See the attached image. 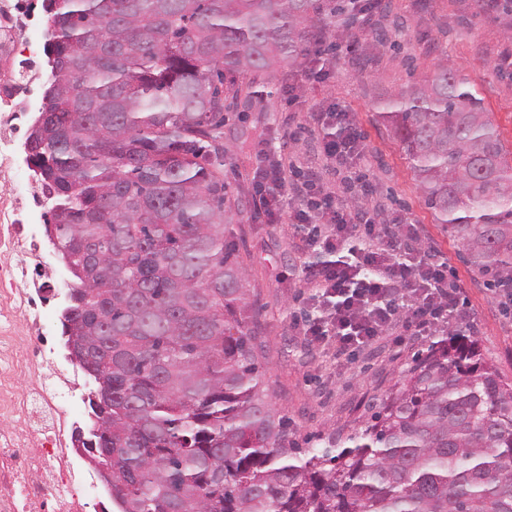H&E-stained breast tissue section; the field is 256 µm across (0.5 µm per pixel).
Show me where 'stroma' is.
Here are the masks:
<instances>
[{
    "mask_svg": "<svg viewBox=\"0 0 512 512\" xmlns=\"http://www.w3.org/2000/svg\"><path fill=\"white\" fill-rule=\"evenodd\" d=\"M389 2L392 23L385 37L373 36L371 21L360 22L358 47L340 39L327 52L325 66L309 58L299 69L243 76L242 85H265L267 97L251 105L240 98L226 108L224 142L230 151L224 178L239 199L232 228L249 269L251 297L264 307L261 362L277 409L302 439L344 436L359 428L368 405L384 398L413 356L427 348L411 341L398 350L383 340L340 356L309 343L299 331L312 311L302 268L313 256L291 224L259 217V184L269 160L279 155L295 181L313 171L340 200L367 205L369 199L347 183L346 171L326 159L325 130L309 121V113L333 105L348 112L364 136L369 164L363 176L374 187L373 198L417 224L447 262L449 278L461 284V296L478 320L483 356L512 379V308L496 302L483 277L464 263L461 245L434 221L398 142L376 116L380 99L407 88L441 60L483 97L512 151V68L499 65L500 55L512 52V32L506 19L479 11L474 0Z\"/></svg>",
    "mask_w": 512,
    "mask_h": 512,
    "instance_id": "35a3bbf8",
    "label": "stroma"
}]
</instances>
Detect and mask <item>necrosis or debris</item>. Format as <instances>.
<instances>
[{
  "label": "necrosis or debris",
  "mask_w": 512,
  "mask_h": 512,
  "mask_svg": "<svg viewBox=\"0 0 512 512\" xmlns=\"http://www.w3.org/2000/svg\"><path fill=\"white\" fill-rule=\"evenodd\" d=\"M49 33L37 0H0V512H104L75 417L85 370L62 328L73 284L44 240L47 198L18 149L44 74L17 59L37 56Z\"/></svg>",
  "instance_id": "1"
}]
</instances>
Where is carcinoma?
<instances>
[{"label": "carcinoma", "instance_id": "1", "mask_svg": "<svg viewBox=\"0 0 512 512\" xmlns=\"http://www.w3.org/2000/svg\"><path fill=\"white\" fill-rule=\"evenodd\" d=\"M28 154L80 281L63 324L92 376L89 449L118 512H512V380L472 342L419 354L355 432L302 447L273 405L227 228L224 100L384 0H42ZM439 224L512 289V153L437 62L379 102Z\"/></svg>", "mask_w": 512, "mask_h": 512}]
</instances>
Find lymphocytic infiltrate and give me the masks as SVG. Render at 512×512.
<instances>
[{
  "mask_svg": "<svg viewBox=\"0 0 512 512\" xmlns=\"http://www.w3.org/2000/svg\"><path fill=\"white\" fill-rule=\"evenodd\" d=\"M310 119L334 127L324 143L326 155L346 170L350 181L360 183L363 194H372L358 169L365 153L363 136L349 114L336 109L311 113ZM263 179L275 188L262 200L264 216L271 222L281 219L283 198L297 199L298 207L287 217L317 257L305 269L319 311L301 327L311 341L343 354L384 339L399 347L441 333L475 334L474 320H462L458 312L459 289L448 280L447 263L423 245L417 225L394 214L344 206L329 192L306 200L280 163Z\"/></svg>",
  "mask_w": 512,
  "mask_h": 512,
  "instance_id": "lymphocytic-infiltrate-1",
  "label": "lymphocytic infiltrate"
}]
</instances>
